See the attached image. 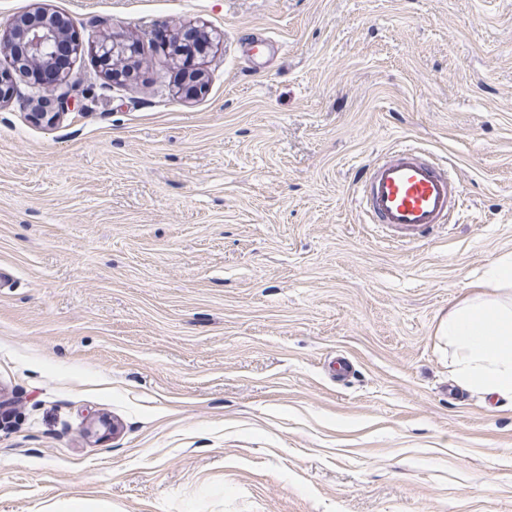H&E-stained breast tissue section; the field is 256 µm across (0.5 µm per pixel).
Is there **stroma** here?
<instances>
[{
	"label": "stroma",
	"instance_id": "1",
	"mask_svg": "<svg viewBox=\"0 0 512 512\" xmlns=\"http://www.w3.org/2000/svg\"><path fill=\"white\" fill-rule=\"evenodd\" d=\"M88 41L52 127L0 107V512H512V403L440 320L512 252V0H0ZM194 25L202 94L157 32ZM451 167L452 224L370 223L362 168ZM349 361L339 377L331 366ZM87 47L100 60L107 58L112 59L113 62L125 61L129 50L139 51V44L137 42H129L125 39L115 38L112 35L88 41Z\"/></svg>",
	"mask_w": 512,
	"mask_h": 512
}]
</instances>
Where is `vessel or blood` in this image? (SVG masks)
<instances>
[{"label":"vessel or blood","instance_id":"1","mask_svg":"<svg viewBox=\"0 0 512 512\" xmlns=\"http://www.w3.org/2000/svg\"><path fill=\"white\" fill-rule=\"evenodd\" d=\"M372 223L412 243L450 223L461 201V184L423 149L402 146L370 163L359 179Z\"/></svg>","mask_w":512,"mask_h":512}]
</instances>
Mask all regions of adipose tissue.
I'll list each match as a JSON object with an SVG mask.
<instances>
[{"label": "adipose tissue", "mask_w": 512, "mask_h": 512, "mask_svg": "<svg viewBox=\"0 0 512 512\" xmlns=\"http://www.w3.org/2000/svg\"><path fill=\"white\" fill-rule=\"evenodd\" d=\"M481 289L449 309L438 332L452 350L457 382L512 401V254L495 258Z\"/></svg>", "instance_id": "adipose-tissue-1"}]
</instances>
